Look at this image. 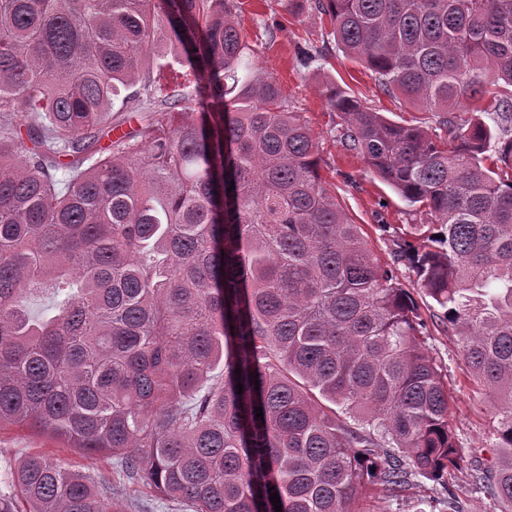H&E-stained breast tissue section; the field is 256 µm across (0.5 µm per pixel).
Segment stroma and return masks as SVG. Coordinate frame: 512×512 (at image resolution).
<instances>
[{"instance_id":"1","label":"stroma","mask_w":512,"mask_h":512,"mask_svg":"<svg viewBox=\"0 0 512 512\" xmlns=\"http://www.w3.org/2000/svg\"><path fill=\"white\" fill-rule=\"evenodd\" d=\"M234 13L244 39L254 50L259 69L273 73L296 111L307 121L319 146L322 174L335 190L355 223L364 226L374 252L389 259L397 244L413 239L419 225L427 223L424 213L415 211L387 184L368 170L359 155L346 149L333 128L336 115L322 94L325 84L347 89L362 103L374 106L390 120L415 126H430L433 117L424 108L413 107L387 97L375 96L374 78L363 65L347 59L332 35L328 16L306 10L289 14L286 0H235ZM311 48L313 60L303 66L295 54L296 45ZM389 225L381 234L380 225ZM425 346L441 366L448 382L449 420L452 423L467 467L485 466L495 459L486 441L491 432L494 406L468 373L457 337L449 335L441 322L427 326ZM29 453H45L70 468L91 476L107 488L110 496L127 502L130 512H184L179 505L151 495L142 484L119 480L112 475L109 459L62 447L28 429H0V493L7 492L6 473L11 464ZM433 484L414 479L395 500L373 495L374 512H421L429 501Z\"/></svg>"}]
</instances>
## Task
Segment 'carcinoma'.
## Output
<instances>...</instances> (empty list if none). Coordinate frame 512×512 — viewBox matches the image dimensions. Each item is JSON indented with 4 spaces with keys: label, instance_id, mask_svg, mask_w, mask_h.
<instances>
[{
    "label": "carcinoma",
    "instance_id": "carcinoma-1",
    "mask_svg": "<svg viewBox=\"0 0 512 512\" xmlns=\"http://www.w3.org/2000/svg\"><path fill=\"white\" fill-rule=\"evenodd\" d=\"M308 7L380 93L436 113L323 90L342 144L429 216L394 256L494 401L499 459L469 485L512 505V0H288ZM161 42L187 82L143 72ZM254 54L229 0H0V429L189 512H275L270 487L282 512H365L418 477L463 512L426 321ZM10 482L26 512H128L42 453Z\"/></svg>",
    "mask_w": 512,
    "mask_h": 512
}]
</instances>
